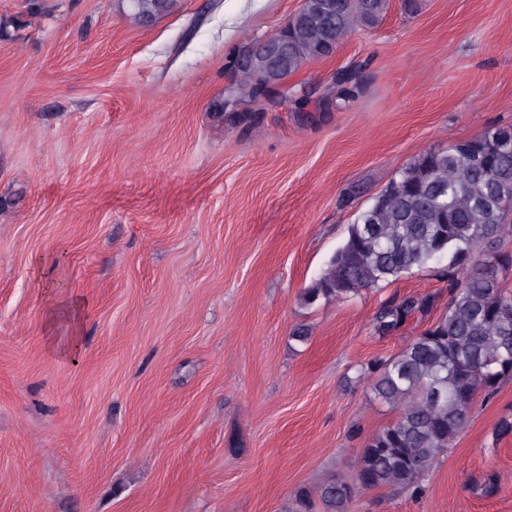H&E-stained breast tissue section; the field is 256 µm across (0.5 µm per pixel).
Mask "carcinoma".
<instances>
[{"label":"carcinoma","mask_w":512,"mask_h":512,"mask_svg":"<svg viewBox=\"0 0 512 512\" xmlns=\"http://www.w3.org/2000/svg\"><path fill=\"white\" fill-rule=\"evenodd\" d=\"M142 24L171 12L178 0H128ZM389 0H304L281 29L279 61L257 50L239 71L229 106L252 102L259 86L280 83L310 60L327 58L355 30L371 28ZM336 96L353 101L360 87ZM512 237V129L497 128L431 150L405 165L348 227L304 301L343 300L401 279L415 267L448 256V301L443 312L397 354L356 371L374 398L398 410L371 435L354 472L324 479L294 495V512H349L353 499L373 488L420 496L429 472L448 456L481 396L512 378V252L474 262L485 241ZM435 296L393 295L373 318L388 336L433 308Z\"/></svg>","instance_id":"obj_1"}]
</instances>
